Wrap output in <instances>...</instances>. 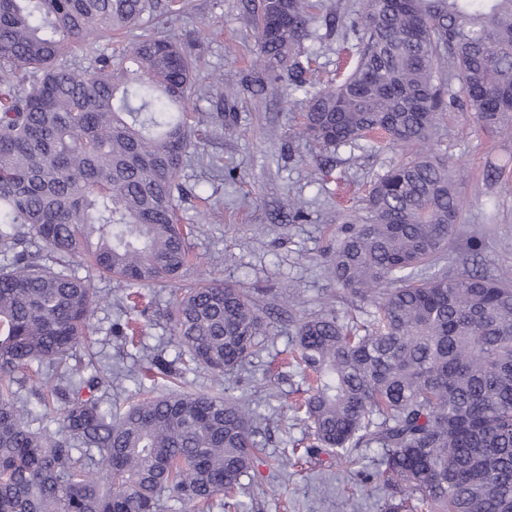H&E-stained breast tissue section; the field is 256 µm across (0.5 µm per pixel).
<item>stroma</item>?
<instances>
[{"label":"stroma","mask_w":512,"mask_h":512,"mask_svg":"<svg viewBox=\"0 0 512 512\" xmlns=\"http://www.w3.org/2000/svg\"><path fill=\"white\" fill-rule=\"evenodd\" d=\"M154 2L172 32L199 56V84L208 90L190 104L201 126L180 176L185 194L179 214L182 223L196 227L190 243L198 258L185 280L216 278L295 296L291 315H279L259 352L241 366L221 378L202 366L182 374L186 388L223 391L260 416L264 451L243 479L236 510L225 508L220 494L211 512H381L383 492L365 479L374 469L377 448L355 449L356 468L325 453L283 476L273 468L276 459L290 455L293 445L308 437L288 408L307 389L306 379L289 362L293 322L329 301L342 321H363L350 295L327 277V252L344 215L364 206L371 181L406 153L400 146L380 152L343 147L327 155L321 171L311 164L315 145L296 134L307 94L338 81L357 61L350 22L358 0H316V21L303 42L312 77L307 93H293L283 79L259 100L249 89L258 45L245 19L248 0H188L184 12L171 11L170 0ZM434 144L440 157L464 173L449 273L465 264L512 274V133L488 131L472 113L453 106L443 113ZM202 156L220 159L224 174L200 165ZM289 196L302 202L306 220L289 221L283 206ZM96 285L107 302L94 313L92 343L81 356L111 366L110 396L119 407L143 379L150 356L159 353L172 361L178 355L165 316L170 291L147 289L152 307L138 319L136 342L124 345L112 327L127 320L129 303L112 280L102 278Z\"/></svg>","instance_id":"35a3bbf8"}]
</instances>
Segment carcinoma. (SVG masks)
Segmentation results:
<instances>
[{"instance_id": "carcinoma-1", "label": "carcinoma", "mask_w": 512, "mask_h": 512, "mask_svg": "<svg viewBox=\"0 0 512 512\" xmlns=\"http://www.w3.org/2000/svg\"><path fill=\"white\" fill-rule=\"evenodd\" d=\"M310 9L249 11L254 94L284 75L305 91ZM150 11L151 0H0V512H159L164 493L194 512L241 488L262 450L244 403L176 386L114 412L112 371L77 356L103 296L75 263L140 298L191 262L177 201L196 61L168 33L86 67L65 61ZM350 29L357 63L307 101L301 134L322 152L398 144L414 156L378 176L328 264L372 306L367 319L349 326L327 303L295 328L313 375L304 454L351 465L353 449L379 448L376 479L406 491L384 512H512V276L441 266L461 202L433 143L449 103L488 129L512 121V0H361ZM169 305L180 356L219 375L271 330L255 296L223 282ZM34 364L50 376L24 397L16 373Z\"/></svg>"}]
</instances>
